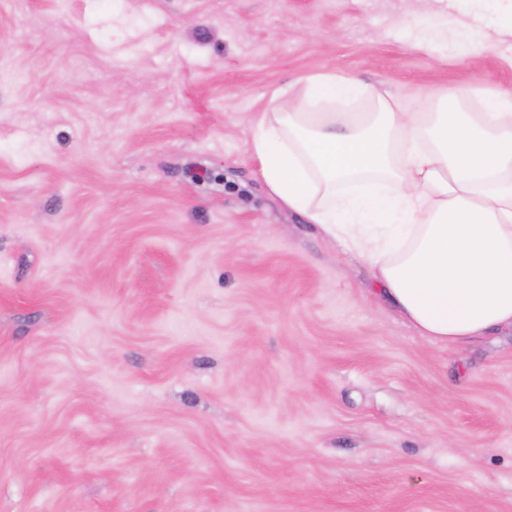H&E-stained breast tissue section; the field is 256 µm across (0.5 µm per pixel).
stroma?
I'll return each instance as SVG.
<instances>
[{
	"label": "stroma",
	"mask_w": 512,
	"mask_h": 512,
	"mask_svg": "<svg viewBox=\"0 0 512 512\" xmlns=\"http://www.w3.org/2000/svg\"><path fill=\"white\" fill-rule=\"evenodd\" d=\"M511 28L512 0H0V512H512V329L419 336L251 125L330 72L348 112L479 111Z\"/></svg>",
	"instance_id": "1"
}]
</instances>
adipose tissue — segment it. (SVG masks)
<instances>
[{"label": "adipose tissue", "mask_w": 512, "mask_h": 512, "mask_svg": "<svg viewBox=\"0 0 512 512\" xmlns=\"http://www.w3.org/2000/svg\"><path fill=\"white\" fill-rule=\"evenodd\" d=\"M351 77L323 73L303 94L276 91L281 111L253 123L263 176L291 210L365 257L382 296L430 341L512 328V96L459 110L380 109L337 123Z\"/></svg>", "instance_id": "ef3b65f1"}]
</instances>
